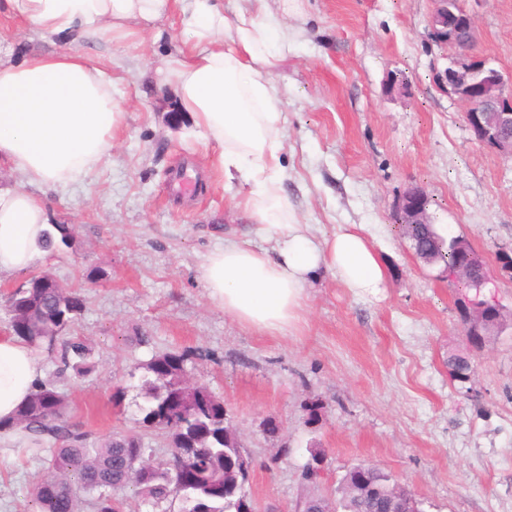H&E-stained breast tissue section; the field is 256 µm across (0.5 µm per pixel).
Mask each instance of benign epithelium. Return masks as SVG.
I'll return each instance as SVG.
<instances>
[{
	"instance_id": "7a95c632",
	"label": "benign epithelium",
	"mask_w": 512,
	"mask_h": 512,
	"mask_svg": "<svg viewBox=\"0 0 512 512\" xmlns=\"http://www.w3.org/2000/svg\"><path fill=\"white\" fill-rule=\"evenodd\" d=\"M434 2L429 18L432 38L453 50L439 85L463 105L466 122L482 146L512 157V75L505 76L475 52V19L462 0ZM426 199L421 189H408L395 206L398 223H430ZM494 307L498 304L486 301L468 306L470 335H481L483 313Z\"/></svg>"
}]
</instances>
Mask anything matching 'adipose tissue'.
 <instances>
[{
	"label": "adipose tissue",
	"mask_w": 512,
	"mask_h": 512,
	"mask_svg": "<svg viewBox=\"0 0 512 512\" xmlns=\"http://www.w3.org/2000/svg\"><path fill=\"white\" fill-rule=\"evenodd\" d=\"M266 4L248 0L228 16L215 0H0V17L65 45L19 62L0 60V164L22 181L0 187V277L30 268L43 254L48 225L38 189L97 168L123 122L112 73L86 44L104 36L136 47L174 11L189 43L161 71L177 89L180 110L216 144L213 164L243 189L242 204L255 221L251 237L225 243L202 264L209 298L239 323L275 336L300 320L304 292L319 273L357 294L381 287L384 271L366 225L343 224L320 238L294 217L273 62L289 50L292 35L265 27ZM271 41L272 53L265 49ZM257 238L263 247L254 246ZM42 375L31 347L0 337L1 420L14 416Z\"/></svg>",
	"instance_id": "1"
}]
</instances>
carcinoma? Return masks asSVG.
I'll list each match as a JSON object with an SVG mask.
<instances>
[{"instance_id": "1", "label": "carcinoma", "mask_w": 512, "mask_h": 512, "mask_svg": "<svg viewBox=\"0 0 512 512\" xmlns=\"http://www.w3.org/2000/svg\"><path fill=\"white\" fill-rule=\"evenodd\" d=\"M402 236L425 263L453 267L467 244L444 239L433 225L401 224ZM74 237L69 224H54L47 232L45 248L68 245ZM11 334L35 348L61 346L60 362L79 374L93 370L89 348L77 337L59 342L62 329L83 310L74 286L65 288L49 274L36 275L16 289L6 301ZM187 353L165 352L141 365L142 423L165 433L171 448L166 460L146 455L136 435L115 434L95 441L66 424L69 398L54 386L39 383L30 399L11 421L0 420V433H23L34 445L54 444L46 473L32 487L39 512H83L88 502L94 512H123V501L114 492L133 485L146 500L158 505L177 499L181 512H241L242 488L224 486V471L243 455L235 432L224 426V400L208 387L193 383L188 375ZM452 374L468 378L467 358L449 360ZM412 494L393 481L392 474L372 466L365 473L352 468L342 479L340 493L306 497L301 512H391L393 501Z\"/></svg>"}]
</instances>
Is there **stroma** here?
<instances>
[{"instance_id":"obj_1","label":"stroma","mask_w":512,"mask_h":512,"mask_svg":"<svg viewBox=\"0 0 512 512\" xmlns=\"http://www.w3.org/2000/svg\"><path fill=\"white\" fill-rule=\"evenodd\" d=\"M475 51L512 72V0H465ZM264 23L289 25L292 48L277 58L286 130L288 198L318 236L368 225L386 281L355 294L331 275L314 279L298 327L269 336L208 298L199 270L252 219L238 186L203 164L212 148L183 136L186 113H169L173 87L160 57L184 49L177 15L134 50L101 43L113 94L125 110L111 153L85 179L43 189L49 223L74 227L71 245L0 279V304L35 275L81 284L85 307L71 335L92 350L95 369L58 372L43 353V380L67 394L69 424L97 439L142 436L155 458L168 441L144 429L143 363L189 350L187 370L224 400L252 461L246 491L258 512H296L310 495L333 493L346 472L370 463L390 472L422 512H512V325L485 346L468 345L458 303L493 300L512 314V158L480 145L463 108L436 80L452 54L429 35L433 0H271ZM0 44L14 57L61 44L0 19ZM405 92H388L393 74ZM425 191L444 236L470 241L492 281L481 289L448 282L399 237L394 205ZM94 281L84 282L89 271ZM469 355L464 382L450 355ZM127 396L114 405L115 386ZM323 455L313 482L303 470ZM41 457L16 437L0 439V512H36L29 495Z\"/></svg>"}]
</instances>
